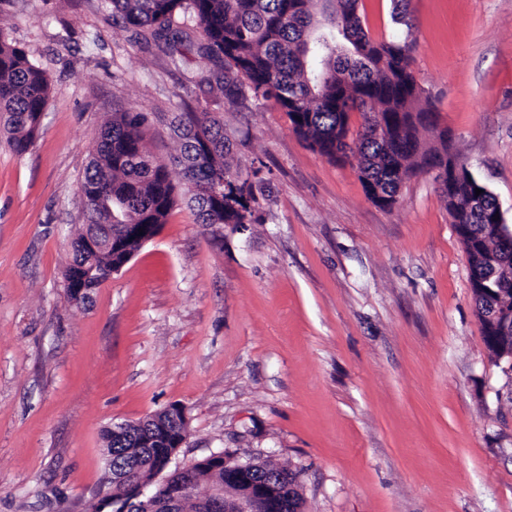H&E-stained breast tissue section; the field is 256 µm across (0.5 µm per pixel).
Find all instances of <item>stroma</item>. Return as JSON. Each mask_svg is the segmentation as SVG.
Returning a JSON list of instances; mask_svg holds the SVG:
<instances>
[{
	"instance_id": "1",
	"label": "stroma",
	"mask_w": 512,
	"mask_h": 512,
	"mask_svg": "<svg viewBox=\"0 0 512 512\" xmlns=\"http://www.w3.org/2000/svg\"><path fill=\"white\" fill-rule=\"evenodd\" d=\"M359 0L370 37L416 40L439 127L512 226V0ZM0 31L52 92L24 155L0 140V512H86L104 430L184 407L183 465L226 451L295 471L305 512H512V369L482 335L467 255L431 174L387 209L273 102L223 106L247 224L187 205L71 303L80 182L113 107L152 151L206 97L107 0H0Z\"/></svg>"
}]
</instances>
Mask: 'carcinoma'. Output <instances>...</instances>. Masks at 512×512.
I'll return each instance as SVG.
<instances>
[{
    "label": "carcinoma",
    "mask_w": 512,
    "mask_h": 512,
    "mask_svg": "<svg viewBox=\"0 0 512 512\" xmlns=\"http://www.w3.org/2000/svg\"><path fill=\"white\" fill-rule=\"evenodd\" d=\"M112 17L126 28L142 30L164 47L178 68L191 50L182 17L193 16L206 43L197 52L216 69L198 77L209 98L178 112L170 122L174 153L157 159L145 141L150 118L131 109L112 112L102 125L80 184L84 221L76 229L65 288H81L76 304L116 273L141 247L126 235L139 224L157 234L179 199L187 200L199 224H246L254 200L252 184L234 166V143L224 129V104L248 99L274 101L295 134L320 154L344 161L353 158L367 197L380 207L397 201L410 177L448 165L452 148L448 131L429 145L419 129H435L429 105L413 74L415 40L377 41L368 36L358 13L359 0H107ZM51 92L46 70L0 31V118L7 143L17 155L34 143L41 114ZM360 113L357 142H348L349 120ZM384 123L378 134L374 125ZM481 194H476V189ZM452 224L465 225L460 240L465 252L483 257L475 269L485 287L472 289L488 350L512 370V332L500 330L488 315L512 306V253L498 250L486 233L498 213L496 197L471 174L453 187L438 183ZM187 430L184 419L164 409L118 432L108 428L106 485L112 491L109 512H143L132 491L161 471L174 449L145 438L165 432L173 438ZM128 475L126 483L112 476ZM168 482L192 484L182 512H198L202 485L214 489L224 471L205 461L189 472H166ZM256 479H271L287 494V512H301L299 475L263 461Z\"/></svg>",
    "instance_id": "1"
}]
</instances>
